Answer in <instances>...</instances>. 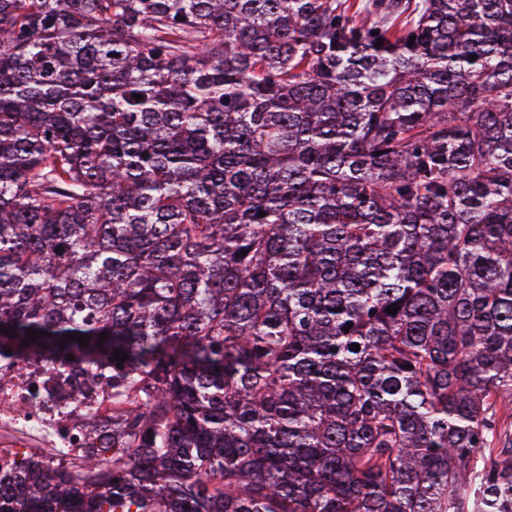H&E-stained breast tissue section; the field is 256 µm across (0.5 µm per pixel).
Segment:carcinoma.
<instances>
[{
  "mask_svg": "<svg viewBox=\"0 0 512 512\" xmlns=\"http://www.w3.org/2000/svg\"><path fill=\"white\" fill-rule=\"evenodd\" d=\"M0 325V512H512V0H0ZM0 360V458H14L28 448H64L69 456L87 448L82 435L84 414L72 409L66 417L59 410L61 397L33 400L31 387L42 389L39 367L27 362L5 366Z\"/></svg>",
  "mask_w": 512,
  "mask_h": 512,
  "instance_id": "obj_1",
  "label": "carcinoma"
}]
</instances>
